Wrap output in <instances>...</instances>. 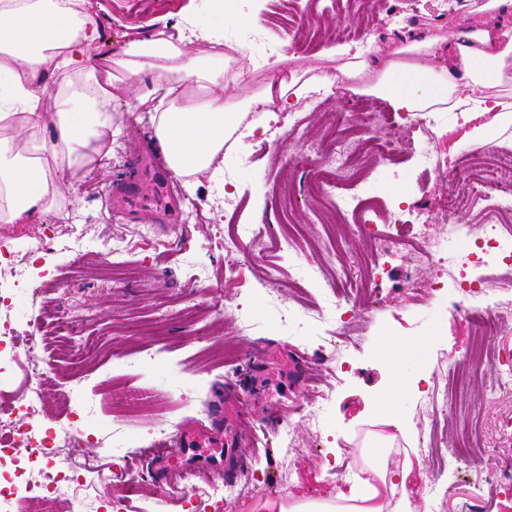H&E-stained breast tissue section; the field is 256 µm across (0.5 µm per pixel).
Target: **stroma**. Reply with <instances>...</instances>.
<instances>
[{
	"mask_svg": "<svg viewBox=\"0 0 512 512\" xmlns=\"http://www.w3.org/2000/svg\"><path fill=\"white\" fill-rule=\"evenodd\" d=\"M100 28L98 51L120 57L128 39L158 30L184 36L194 53L208 51L204 30L187 31L186 19L201 12V0H90ZM392 25L370 31L377 45L393 38L405 18L418 30L437 28L426 0H391ZM327 0H226L225 39L247 42L255 58L266 48L292 50L294 68L323 64L328 30L336 19ZM149 76L132 78L129 94L112 107L122 131L105 170L86 171L78 191H65L58 212L30 224H1L0 239L43 240L25 255L26 278L14 287L11 267L0 264V321L18 331H36L38 345L0 337V356L9 360L0 373V411L16 412L21 427L58 437L60 454L73 466L97 472L98 481L68 493L67 512H80L83 501L124 496L126 512H137L144 496L165 497L168 512H225L214 497L194 507L187 484L224 483L225 472L191 463L175 442L191 428L215 436L232 430L254 448L253 490L236 512H269V504L298 499L326 500L348 490L343 460L362 466L360 448L382 432L374 420V403L402 378L419 379L399 408L414 428L416 441L436 435L440 447L470 429L474 464L452 477L449 496L433 505L428 486L436 479L430 458H422L425 484L420 507L459 512L480 499L483 512H512V499L485 479L487 467L512 479V385L501 386L488 367L494 351L512 353V335L495 337L491 350L479 353L480 372L467 384L448 382L460 356L472 349L473 331L452 317V295L431 293L436 276L431 264L408 256L386 266L377 285L349 297L333 296L330 279L320 270L333 249L319 210L305 205L307 173L295 161L305 145L289 137L294 113L305 115L308 143L320 140L345 102L329 99L320 111H307L300 98L275 112L255 106L246 121L263 125L262 133L224 144V173L202 178L194 191L176 203L178 221L158 222L154 209L114 217L106 201L119 181L136 184L141 198L153 199L171 171L154 173L135 166L151 149V118L159 103ZM486 138L469 136L467 125L444 124L416 135V146L432 145L448 161L477 152L481 145L512 141V125L481 118ZM249 157L237 164L236 155ZM376 196L393 209L414 206L420 197L445 195L448 182L419 179L412 161L376 176ZM250 224L254 233L237 243L233 228ZM149 226L150 235L140 232ZM125 242L122 252L113 239ZM276 268L279 281L269 283L264 268ZM317 272L305 295L290 284ZM319 309L325 320L288 330V311L299 305ZM365 316L363 342L322 362L314 351L340 330L346 310ZM69 315L71 334L55 329ZM390 340L412 349L401 362H390L382 349ZM53 385L35 413L26 414L23 398L39 382ZM450 394L455 413L440 424L421 409L432 395ZM321 408V423L307 422L309 405Z\"/></svg>",
	"mask_w": 512,
	"mask_h": 512,
	"instance_id": "1",
	"label": "stroma"
}]
</instances>
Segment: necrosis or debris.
<instances>
[{
    "mask_svg": "<svg viewBox=\"0 0 512 512\" xmlns=\"http://www.w3.org/2000/svg\"><path fill=\"white\" fill-rule=\"evenodd\" d=\"M353 109L341 113L335 128L319 143L317 161L309 183V195L345 223L356 225L373 244L375 265L401 260L406 254L438 266L441 273L435 287L457 289L461 300L457 311L476 335L499 336L512 332V310H494L486 301L488 288L512 290V148L488 147L478 162L469 164L464 189L449 190L432 210L447 224L449 234L467 233L475 245L473 252L460 256L442 255L422 245L410 234L420 215L409 208L400 215L370 189L371 176L365 163L396 164L403 143L419 131L431 130L435 118L427 112L401 115L376 112L364 99L352 101ZM384 126L385 137L373 135L375 126ZM54 471L44 474L37 486V502L42 512H54L57 501L71 484L81 482L67 459H55Z\"/></svg>",
    "mask_w": 512,
    "mask_h": 512,
    "instance_id": "necrosis-or-debris-1",
    "label": "necrosis or debris"
}]
</instances>
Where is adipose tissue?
Returning a JSON list of instances; mask_svg holds the SVG:
<instances>
[{
	"instance_id": "obj_1",
	"label": "adipose tissue",
	"mask_w": 512,
	"mask_h": 512,
	"mask_svg": "<svg viewBox=\"0 0 512 512\" xmlns=\"http://www.w3.org/2000/svg\"><path fill=\"white\" fill-rule=\"evenodd\" d=\"M86 0H0V223L27 224L49 213L61 186L77 187L82 170L103 167L120 132L112 102L125 76L150 73L167 105L153 120V136L172 173L196 187L217 178L224 142L256 130L245 123V103L231 101L224 82V23L209 29L211 52L191 54L184 42L162 34L128 41L116 65L98 62L99 26ZM512 0H488L472 10L457 37L419 36L383 50L372 63L364 52L336 46L332 73H315L301 88L353 84L362 94H382L392 111L455 112L473 122L497 113L512 123V102L490 95L512 84ZM52 135H45V128ZM473 135H481L475 126ZM413 381L384 394L375 417L390 427L389 442L413 431L397 408ZM370 463L348 492L323 501H297L279 512H414L410 490L415 464L379 449L362 451ZM386 502H379L380 493Z\"/></svg>"
}]
</instances>
